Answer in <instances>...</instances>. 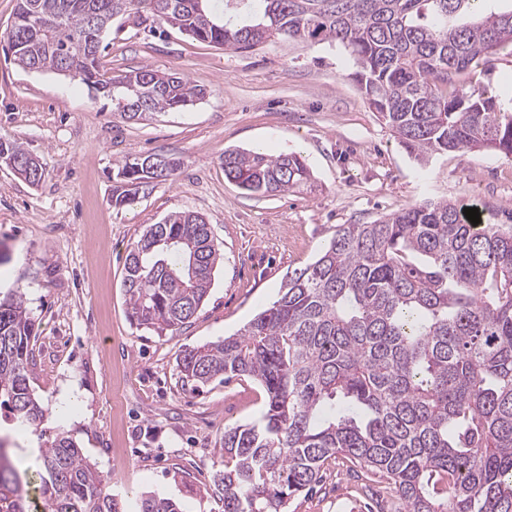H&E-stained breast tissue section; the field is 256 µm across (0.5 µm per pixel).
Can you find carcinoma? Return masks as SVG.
Returning a JSON list of instances; mask_svg holds the SVG:
<instances>
[{
    "instance_id": "cac0c4a2",
    "label": "carcinoma",
    "mask_w": 512,
    "mask_h": 512,
    "mask_svg": "<svg viewBox=\"0 0 512 512\" xmlns=\"http://www.w3.org/2000/svg\"><path fill=\"white\" fill-rule=\"evenodd\" d=\"M17 0L7 51L22 67L65 73L112 97L128 120L182 111L205 89L143 66L111 75L100 45L78 54L87 21L98 30L129 10L196 40L235 50L273 37L339 43L370 106L405 151L426 165L448 151L512 155V108L462 77L512 49V0ZM32 14L53 22L28 25ZM26 162L21 144L0 152ZM135 157L118 167L112 201L130 206L174 180ZM224 177L251 194L313 185L297 153L228 149ZM467 204L441 199L371 224H339L310 264L288 273L279 298L236 333L194 347L182 378L205 386L246 376L264 388L259 421L224 430L214 486L224 512H285L343 455L393 481L401 512H512V224L473 225ZM222 260L210 224L173 212L147 225L125 258L132 323L161 335L196 314ZM34 324L18 296L0 300V408L38 427L46 409L30 386ZM38 490L46 512H118L105 479L59 433L42 449ZM28 471L0 446V512H29ZM140 512H181L148 495Z\"/></svg>"
}]
</instances>
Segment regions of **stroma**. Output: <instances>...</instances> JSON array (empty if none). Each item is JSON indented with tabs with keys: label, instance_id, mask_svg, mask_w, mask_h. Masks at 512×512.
<instances>
[{
	"label": "stroma",
	"instance_id": "stroma-1",
	"mask_svg": "<svg viewBox=\"0 0 512 512\" xmlns=\"http://www.w3.org/2000/svg\"><path fill=\"white\" fill-rule=\"evenodd\" d=\"M110 74L150 66L205 89L184 111L129 121L110 98L70 77L32 72L0 50V136L22 143L44 171L28 185L0 161V297L22 295L35 322L30 384L46 415L16 426L0 409L21 469L67 433L106 479L121 512L143 496L181 512H222L213 477L225 428L256 421L262 387L248 377L194 391L177 360L243 328L279 297L288 271L314 261L340 224H368L427 200H479L492 223L512 218V156L445 152L417 164L369 108L343 48L275 39L247 51L201 42L128 11L103 33ZM472 85L512 99V52L475 68ZM301 153L313 191L262 196L224 177L227 149ZM163 154L174 180L138 203L112 202V172ZM174 211L203 215L224 256L201 308L159 336L131 324L123 286L128 249ZM329 460L322 482L287 512H397L382 474L356 477Z\"/></svg>",
	"mask_w": 512,
	"mask_h": 512
}]
</instances>
